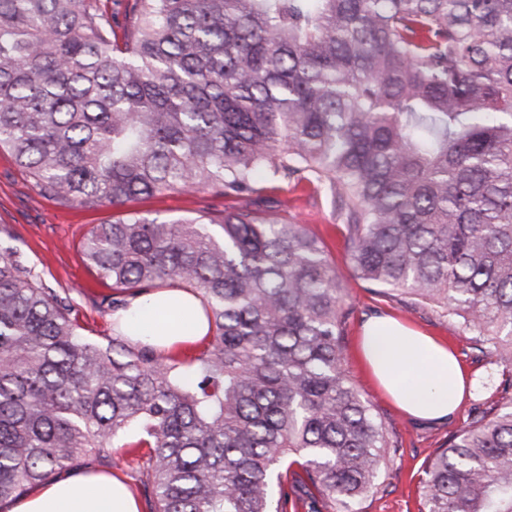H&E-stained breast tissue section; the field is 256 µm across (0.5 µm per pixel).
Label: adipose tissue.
Here are the masks:
<instances>
[{
  "label": "adipose tissue",
  "mask_w": 512,
  "mask_h": 512,
  "mask_svg": "<svg viewBox=\"0 0 512 512\" xmlns=\"http://www.w3.org/2000/svg\"><path fill=\"white\" fill-rule=\"evenodd\" d=\"M177 307L193 314L190 330L162 327L144 341L163 353L202 342L209 325L192 292L163 289L128 299L116 313L121 324L137 322L148 308ZM363 360L393 404L430 422L452 416L475 380L458 358L435 338L384 316L368 319L361 336ZM10 512H140V504L120 479L84 472L53 480L15 501Z\"/></svg>",
  "instance_id": "adipose-tissue-1"
}]
</instances>
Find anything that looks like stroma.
<instances>
[{
  "label": "stroma",
  "mask_w": 512,
  "mask_h": 512,
  "mask_svg": "<svg viewBox=\"0 0 512 512\" xmlns=\"http://www.w3.org/2000/svg\"><path fill=\"white\" fill-rule=\"evenodd\" d=\"M266 196L295 199V214L301 224L323 238L336 269L347 285L345 302L352 313L346 325L344 369L349 379L369 402L382 421L387 435L399 451L382 466L384 482L376 492L364 497L360 512H420L425 468L450 434L464 428L482 412L494 409L499 385L512 380V367L496 364L492 354L480 352L458 322L438 316L429 307L379 288L368 287L351 275L341 226L330 208L310 188L288 189L270 183ZM234 200L207 192L175 191L129 203L130 211L149 218L172 219L204 212L217 214L234 207ZM111 206L73 207L40 192L29 174L14 161L8 149L0 148V228H7L6 243L40 277L45 287L69 304L86 335L99 339L114 334L112 311L98 307L101 297L112 288L100 281L82 254V242L91 225L111 221ZM388 315L403 324L435 337L448 345L477 380L453 417L432 424L414 419L398 409L376 385L361 358L359 343L364 322L373 316ZM148 448H116L106 461L91 462L93 471L121 478L140 499L147 500Z\"/></svg>",
  "instance_id": "stroma-1"
}]
</instances>
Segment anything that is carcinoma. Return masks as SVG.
I'll list each match as a JSON object with an SVG mask.
<instances>
[{
  "instance_id": "carcinoma-1",
  "label": "carcinoma",
  "mask_w": 512,
  "mask_h": 512,
  "mask_svg": "<svg viewBox=\"0 0 512 512\" xmlns=\"http://www.w3.org/2000/svg\"><path fill=\"white\" fill-rule=\"evenodd\" d=\"M0 147L79 206L242 201L83 242L114 312L196 293L199 353L84 335L0 246V505L127 447L150 449L151 512H285L288 482L358 512L378 489L398 445L343 368L345 284L264 182L323 196L355 278L512 366V0H132L120 42L97 0H0ZM423 507L512 512V385L431 460ZM240 202L207 192L175 191L140 199L128 204V210L143 216L160 219L189 217L209 212L218 214Z\"/></svg>"
}]
</instances>
